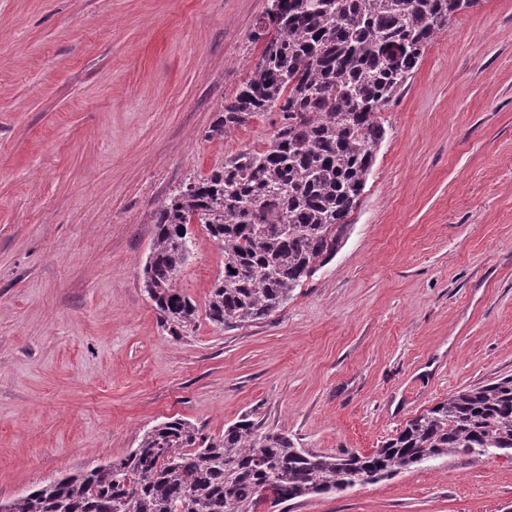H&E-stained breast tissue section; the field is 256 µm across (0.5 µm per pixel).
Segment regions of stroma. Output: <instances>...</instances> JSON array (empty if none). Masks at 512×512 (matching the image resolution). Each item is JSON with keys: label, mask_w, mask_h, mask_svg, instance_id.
Segmentation results:
<instances>
[{"label": "stroma", "mask_w": 512, "mask_h": 512, "mask_svg": "<svg viewBox=\"0 0 512 512\" xmlns=\"http://www.w3.org/2000/svg\"><path fill=\"white\" fill-rule=\"evenodd\" d=\"M270 0H0V502L119 459L184 418L241 415L368 453L454 392L512 375V0L458 11L381 113L336 257L266 319L171 335L143 267L188 178L267 147L221 138ZM176 278L204 306L200 225ZM260 512H512V459H438Z\"/></svg>", "instance_id": "stroma-1"}]
</instances>
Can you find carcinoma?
<instances>
[{
    "instance_id": "1",
    "label": "carcinoma",
    "mask_w": 512,
    "mask_h": 512,
    "mask_svg": "<svg viewBox=\"0 0 512 512\" xmlns=\"http://www.w3.org/2000/svg\"><path fill=\"white\" fill-rule=\"evenodd\" d=\"M254 24L263 49L209 130L222 137L279 114L269 145L242 149L178 188L156 211L143 272L171 334L198 309L174 282L188 262V225L224 255L206 316L235 328L266 318L342 247L384 138L378 114L426 47L478 0H279ZM512 458V377L466 388L410 419L370 454L318 455L249 415L206 436L174 418L124 457L68 471L0 503L4 512H257L273 499L341 493L449 456Z\"/></svg>"
}]
</instances>
